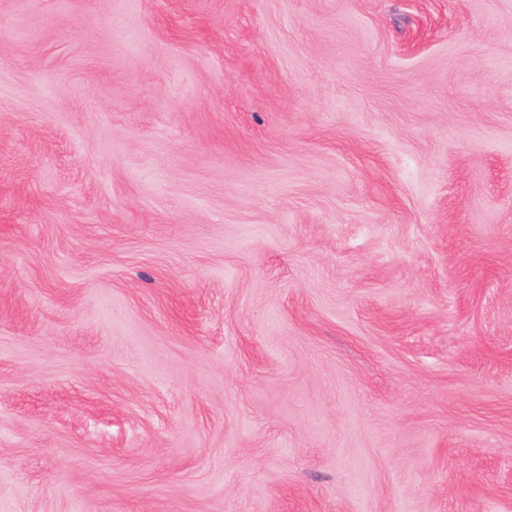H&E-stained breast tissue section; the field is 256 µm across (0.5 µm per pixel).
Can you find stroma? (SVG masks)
<instances>
[{"mask_svg":"<svg viewBox=\"0 0 512 512\" xmlns=\"http://www.w3.org/2000/svg\"><path fill=\"white\" fill-rule=\"evenodd\" d=\"M0 512H512V0H0Z\"/></svg>","mask_w":512,"mask_h":512,"instance_id":"obj_1","label":"stroma"}]
</instances>
